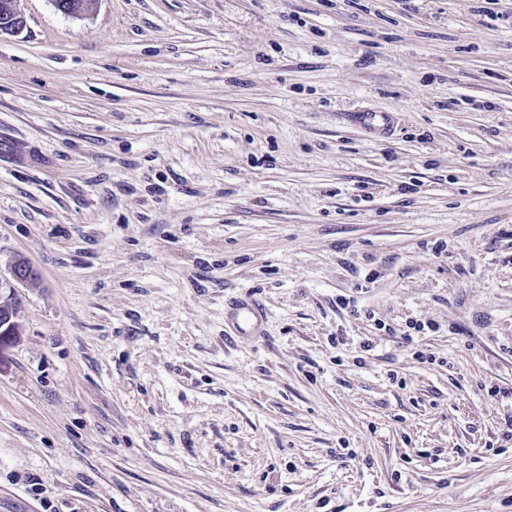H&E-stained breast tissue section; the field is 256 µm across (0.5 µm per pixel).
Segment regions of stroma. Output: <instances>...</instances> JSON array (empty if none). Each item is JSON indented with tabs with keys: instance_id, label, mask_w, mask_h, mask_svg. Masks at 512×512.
<instances>
[{
	"instance_id": "35a3bbf8",
	"label": "stroma",
	"mask_w": 512,
	"mask_h": 512,
	"mask_svg": "<svg viewBox=\"0 0 512 512\" xmlns=\"http://www.w3.org/2000/svg\"><path fill=\"white\" fill-rule=\"evenodd\" d=\"M18 6L0 512H512V0ZM350 121L374 137L388 134L395 124V116L390 112H377L359 109L350 112ZM8 290V293H6ZM17 303V297L15 294L14 288H2V281L0 282V366L5 362V353L8 349L15 345V337L20 335L18 331L14 329V324H17L20 328L19 323L15 320V313L10 315V317L4 321L1 325V311L8 310L11 313V310L15 312ZM227 327L234 336L257 338L263 335V325L267 317L265 306L255 298L232 302L225 313Z\"/></svg>"
}]
</instances>
